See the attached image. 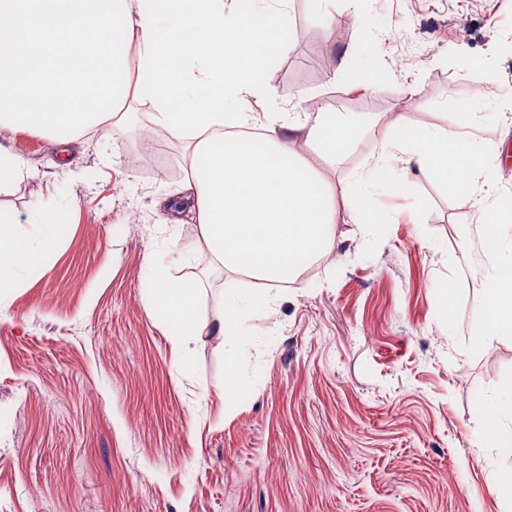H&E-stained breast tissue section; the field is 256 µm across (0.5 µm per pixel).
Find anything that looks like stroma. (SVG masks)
<instances>
[{"mask_svg":"<svg viewBox=\"0 0 512 512\" xmlns=\"http://www.w3.org/2000/svg\"><path fill=\"white\" fill-rule=\"evenodd\" d=\"M290 0L296 36L269 74L289 112L322 102L387 124L445 126L470 105L471 135L504 142L498 193L512 195V0ZM384 68L352 90L327 40ZM484 60L479 86L461 55ZM26 162L0 211L55 249L0 299V512H512L498 494L512 455L492 447L487 402L512 398V337L475 342L482 282L468 280V201L411 170L410 193L372 188L392 220L337 224L333 252L274 289L262 309L208 275L196 224L166 223L160 197L186 178L183 142L132 106L61 149L0 127ZM69 154L61 163L60 151ZM204 279L203 321L238 307L237 334L181 361L149 278ZM457 284L453 315L434 286ZM243 385L223 399L224 365Z\"/></svg>","mask_w":512,"mask_h":512,"instance_id":"stroma-1","label":"stroma"}]
</instances>
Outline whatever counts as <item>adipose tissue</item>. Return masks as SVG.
I'll list each match as a JSON object with an SVG mask.
<instances>
[{"label":"adipose tissue","mask_w":512,"mask_h":512,"mask_svg":"<svg viewBox=\"0 0 512 512\" xmlns=\"http://www.w3.org/2000/svg\"><path fill=\"white\" fill-rule=\"evenodd\" d=\"M291 33L287 11L270 0H0V125L40 130L65 146L131 104L150 106L153 125L185 142L183 191L210 257L225 275L259 281L246 297L253 307L332 248L340 206L367 231L387 222L365 199L372 186L410 190L406 167L388 164L381 149L362 160L357 189L337 201L297 149L307 144L333 166L372 132L382 148L398 143L409 164L471 200L485 226L476 336H511L512 203L492 191L489 141L459 133L461 112L442 129L379 127L318 104L277 109L268 73ZM59 230L55 214L41 212L34 246L0 213V294L37 269ZM202 292L199 279L153 271L152 307L185 356L210 331Z\"/></svg>","instance_id":"obj_1"}]
</instances>
